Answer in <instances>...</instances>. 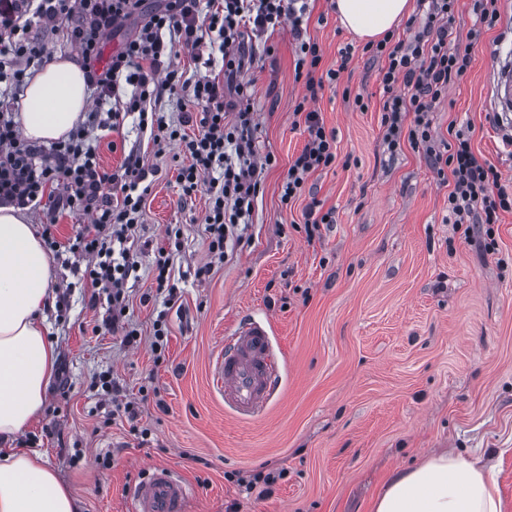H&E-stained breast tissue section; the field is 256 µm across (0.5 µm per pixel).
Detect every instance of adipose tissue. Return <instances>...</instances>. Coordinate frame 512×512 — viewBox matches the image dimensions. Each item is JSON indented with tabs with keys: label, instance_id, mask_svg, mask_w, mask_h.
I'll use <instances>...</instances> for the list:
<instances>
[{
	"label": "adipose tissue",
	"instance_id": "ef3b65f1",
	"mask_svg": "<svg viewBox=\"0 0 512 512\" xmlns=\"http://www.w3.org/2000/svg\"><path fill=\"white\" fill-rule=\"evenodd\" d=\"M410 0H334L341 25L363 42L382 38L410 12ZM88 80L57 59L30 80L24 136L48 143L67 137L84 118ZM53 261L22 211L0 206V512H77L72 492L40 454L13 448L38 420L58 352L47 336ZM373 512H503L492 471L445 452L394 472Z\"/></svg>",
	"mask_w": 512,
	"mask_h": 512
}]
</instances>
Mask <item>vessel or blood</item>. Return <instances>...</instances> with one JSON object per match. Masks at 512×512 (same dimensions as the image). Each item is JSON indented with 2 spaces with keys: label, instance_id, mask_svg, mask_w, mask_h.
Listing matches in <instances>:
<instances>
[{
  "label": "vessel or blood",
  "instance_id": "b4317fda",
  "mask_svg": "<svg viewBox=\"0 0 512 512\" xmlns=\"http://www.w3.org/2000/svg\"><path fill=\"white\" fill-rule=\"evenodd\" d=\"M495 111L512 112V61L491 78ZM214 374L224 390V406L236 417H260L278 382V363L268 319L249 317L224 339ZM187 484L171 469L156 468L134 487L136 512H185Z\"/></svg>",
  "mask_w": 512,
  "mask_h": 512
}]
</instances>
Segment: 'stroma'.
<instances>
[{
	"mask_svg": "<svg viewBox=\"0 0 512 512\" xmlns=\"http://www.w3.org/2000/svg\"><path fill=\"white\" fill-rule=\"evenodd\" d=\"M307 33L335 67L352 42L331 0H309ZM472 51L468 73L433 114L470 122L472 147L512 184L502 137L512 119L495 116L489 79L512 49V0ZM268 51L244 73L254 103L258 156L274 155L241 242L224 258L209 251L204 193L182 196L185 157L176 144L148 145L129 114L123 128L96 131L101 164L115 171L140 153L149 191L129 244L138 266L129 279L126 320L141 335L124 346L104 329L99 294L66 253L54 259L49 335L59 350L56 379L39 420L18 440L41 453L79 499L82 512H135L133 488L154 467L189 484L187 512H372L394 471L448 450L490 466L505 512H512V213L495 227L497 249L465 240L448 224V187L411 148L392 155L382 141L381 61L355 51L340 87L314 104L336 134L337 161L311 173L303 193L280 201L288 167L307 134L293 110L305 93L294 79L289 24L267 32ZM351 96H344V89ZM368 98L360 110L354 94ZM334 223L306 239L297 226L311 200ZM37 230L67 242L90 215L30 209ZM173 301L154 283L167 229ZM210 266L206 279L197 268ZM269 317L280 379L264 414L242 420L224 407L214 364L224 338L249 316ZM167 330L163 360L152 351L154 323ZM106 374L139 402L137 422L98 394ZM272 473L267 494L253 486Z\"/></svg>",
	"mask_w": 512,
	"mask_h": 512,
	"instance_id": "obj_1",
	"label": "stroma"
}]
</instances>
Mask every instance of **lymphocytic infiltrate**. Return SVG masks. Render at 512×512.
Here are the masks:
<instances>
[{
  "label": "lymphocytic infiltrate",
  "instance_id": "f902f5d3",
  "mask_svg": "<svg viewBox=\"0 0 512 512\" xmlns=\"http://www.w3.org/2000/svg\"><path fill=\"white\" fill-rule=\"evenodd\" d=\"M457 0H417L424 17L417 29L397 39L386 35L366 44L364 53L382 60L379 72L384 90L381 106L382 139L390 153L410 147L421 153L441 182L447 183L448 221L471 236L484 229L485 248L495 251V224L512 212V187L503 184L501 172L478 156L471 145L470 127L449 125L447 137L437 135L431 114L447 97L448 88L462 79L472 63L470 47L500 20L498 0H472L476 22L466 48H449ZM141 0H0V202L19 209L46 206L54 212L85 211L93 221L61 246L46 236L48 250L67 249L85 258L84 276L92 285L107 289L112 307L111 329H119L127 310L126 284L137 262L129 250L113 258V243L126 242L138 226L146 196L141 185L147 172L139 158L127 156L120 170L107 171L89 142L91 129L114 130L126 113L139 115V125L149 128L154 144L179 143L188 165L178 173L184 195L204 192L208 197L203 222L209 249L220 257L238 227L248 224L262 189L263 173L272 156L257 159L256 123L248 86L240 77L256 62L247 47L249 36L262 34L288 20L297 41L294 77L306 95L294 114L302 118L306 143L288 168L281 201L289 203L303 190L307 176L335 163L336 135L325 128L310 101L324 85L341 81L353 45L339 51L337 68L322 69L318 43L305 38V9L293 0H167L149 14L134 35L127 38L109 67L95 71L104 34L122 24ZM64 26V34L78 50L90 79L98 89V111L66 138L44 146L23 138L15 104L26 85L28 68L41 65L46 43L36 29ZM217 46L224 61L223 78L204 74L185 78L173 63L175 46L198 50ZM129 85L126 102L113 104L120 85ZM235 97L225 100V89ZM171 95L195 114L200 127L190 136L161 116L148 114L147 101ZM234 122H227V113Z\"/></svg>",
  "mask_w": 512,
  "mask_h": 512
}]
</instances>
